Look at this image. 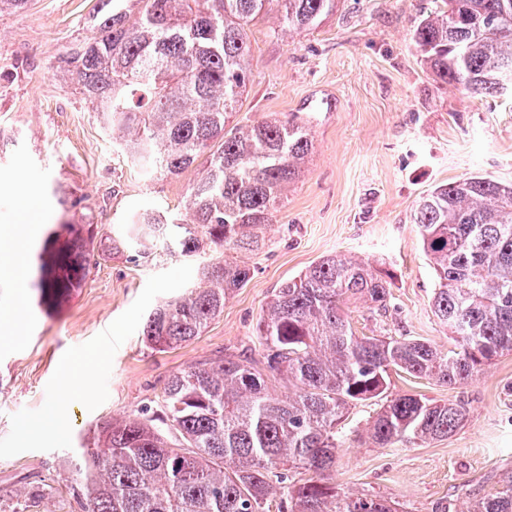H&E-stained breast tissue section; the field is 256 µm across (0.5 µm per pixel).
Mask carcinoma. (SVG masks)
Segmentation results:
<instances>
[{
    "label": "carcinoma",
    "instance_id": "cac0c4a2",
    "mask_svg": "<svg viewBox=\"0 0 512 512\" xmlns=\"http://www.w3.org/2000/svg\"><path fill=\"white\" fill-rule=\"evenodd\" d=\"M99 0L97 31L64 59L79 93L108 133L127 137V156L147 173L178 175L206 154L185 214L137 216L112 250L151 254L159 243L196 267L197 287L156 308L143 326L156 351L186 344L224 311L251 279L226 253L265 246L283 192L314 148L309 129L266 119L226 130L246 90V28L275 2L284 32H302L336 11V0ZM412 33L433 75L473 97L499 94L512 70V0H442ZM457 15L456 22L450 21ZM436 280L432 309L454 345L355 335L351 300L386 305L387 281L363 259L330 254L283 282L257 324L263 364L225 357L172 375L160 410L108 420L81 443L73 497L85 512H397L380 496L352 497L330 481L341 448L336 427L349 409L378 406L375 445L422 446L446 438L466 418L463 399L391 398L390 372L461 386L512 352V183L475 175L442 184L413 214ZM93 233L60 224L46 237L33 288L59 305L95 261ZM286 384L288 393L271 390ZM501 489L470 512H512V470Z\"/></svg>",
    "mask_w": 512,
    "mask_h": 512
}]
</instances>
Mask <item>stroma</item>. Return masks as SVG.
Here are the masks:
<instances>
[{
	"label": "stroma",
	"instance_id": "obj_1",
	"mask_svg": "<svg viewBox=\"0 0 512 512\" xmlns=\"http://www.w3.org/2000/svg\"><path fill=\"white\" fill-rule=\"evenodd\" d=\"M99 0H30L0 8V512L16 489L45 496L28 512H81L71 461L103 420L157 406L170 375L240 354L263 360L257 323L276 288L329 254L370 260L389 275L385 307L356 301L346 313L357 336L421 339L448 348L431 311L435 278L413 213L435 186L480 173L512 182V91L473 98L435 80L410 32L434 0H338L312 30L285 34L276 11L251 22L247 89L229 121L246 129L275 117L308 126L314 149L301 178L247 255L253 274L223 313L190 343L158 352L141 328L157 305L195 283L196 261L155 247L150 257L102 250L82 288L53 308L30 288L36 256L52 225L93 224L127 232L144 209L184 212L203 162L176 176L149 177L127 161L116 137L61 68L94 34ZM39 173L28 209L16 185ZM94 372L92 396L61 399L64 371ZM389 396L464 398L467 418L451 436L423 446L376 447L374 407L350 409L339 426L334 483L355 495L395 500L402 512H470L512 468V354L462 388L392 374Z\"/></svg>",
	"mask_w": 512,
	"mask_h": 512
}]
</instances>
